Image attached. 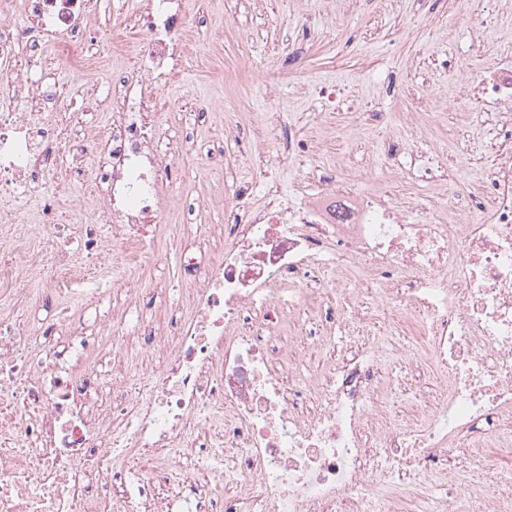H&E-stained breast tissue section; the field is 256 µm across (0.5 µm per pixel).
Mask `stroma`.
Returning a JSON list of instances; mask_svg holds the SVG:
<instances>
[{"instance_id":"obj_1","label":"stroma","mask_w":512,"mask_h":512,"mask_svg":"<svg viewBox=\"0 0 512 512\" xmlns=\"http://www.w3.org/2000/svg\"><path fill=\"white\" fill-rule=\"evenodd\" d=\"M98 2L89 31L117 29L140 42L143 34L133 21L142 0ZM185 5L189 25L202 29L206 51L203 58H188L179 77L163 88L165 107L158 117L164 136L190 131L189 142L178 144L171 168L166 220L177 231L157 237L161 259L155 266L125 270L121 290L84 310L89 351H97L100 342L91 333L96 321L151 314L154 289H166L173 303H185L186 277L176 257L188 245L223 248L224 198L233 185L252 186V201L260 206L268 174L285 186L315 164L341 169L351 182H362L384 163L386 147L404 139L405 113L420 98L427 100L429 113L415 135L416 152L447 154L451 168L464 175L475 174L493 158L487 126L450 106L460 87L498 57L502 41L512 36V0H500L493 32L481 34L448 27L449 15L471 17L478 0H185ZM44 58L59 69L75 112L84 109L78 97L82 88L103 90L113 75L133 64L113 54L107 42L95 62L81 70L70 68L52 44L46 45ZM367 59L376 62V76L363 68ZM270 72L277 76L273 91L255 90ZM314 85L339 90L342 105L328 109L325 99L311 93ZM228 103L234 111H225ZM368 103L386 113V120L355 123V113ZM194 112L204 113V120L190 123ZM292 129L317 150L284 163L280 155ZM219 142L225 157L235 161L234 181L226 180L223 165L206 159ZM93 176L89 163L67 177L60 208L73 223L94 219L92 206L78 203ZM190 203L197 208L191 227L185 224ZM94 370L101 393H108L112 362L107 354L98 353Z\"/></svg>"}]
</instances>
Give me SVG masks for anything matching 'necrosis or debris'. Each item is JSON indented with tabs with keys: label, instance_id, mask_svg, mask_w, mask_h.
Masks as SVG:
<instances>
[{
	"label": "necrosis or debris",
	"instance_id": "1",
	"mask_svg": "<svg viewBox=\"0 0 512 512\" xmlns=\"http://www.w3.org/2000/svg\"><path fill=\"white\" fill-rule=\"evenodd\" d=\"M29 21L0 26V246L22 255L10 293L93 297L84 266L119 248L131 265L158 261L144 227L164 221L170 163L154 121L162 82L196 46L180 0L140 10L147 35L134 65L113 77L96 129L49 90L43 46L57 40L70 66L93 59L84 18L96 0H25ZM478 112L501 160L458 223L449 202L465 187L442 156L402 165L399 149L352 188L321 171L318 192L265 184L225 199L230 241L223 251L183 249L194 275L191 311L176 330L141 321L103 324L109 353L141 336L138 370L96 407L97 375L75 363L36 362L49 337L78 330L79 316L51 323L0 317V512H247L260 489L266 512H512L498 486L512 484V56L482 71L455 100ZM95 156L98 207L91 224L60 218L57 200L72 166ZM439 182L438 199L401 202L383 187ZM41 207L29 221L20 201ZM109 236H102V226ZM362 273L355 288L337 274ZM335 307H327L328 299ZM322 309L332 334L313 337L327 355L309 381H293L300 333ZM359 336L338 347L336 329ZM390 350L395 381L425 377L430 389L396 418L382 396L378 365ZM235 448L239 458L227 456ZM210 473L202 485L197 472ZM455 487H433L434 474ZM242 498L220 499L224 484Z\"/></svg>",
	"mask_w": 512,
	"mask_h": 512
}]
</instances>
